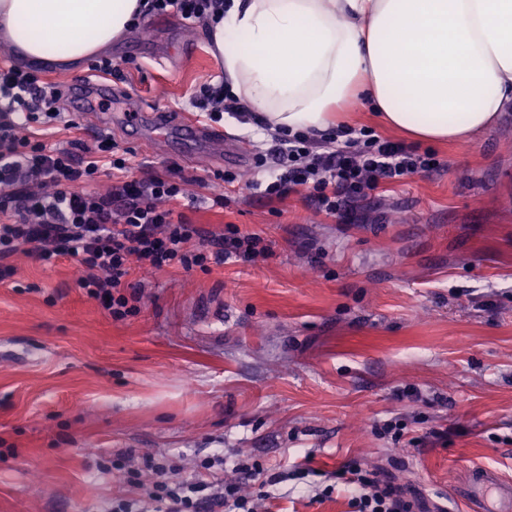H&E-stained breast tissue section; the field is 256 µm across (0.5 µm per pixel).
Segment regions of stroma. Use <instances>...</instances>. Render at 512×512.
Returning a JSON list of instances; mask_svg holds the SVG:
<instances>
[{
  "label": "stroma",
  "mask_w": 512,
  "mask_h": 512,
  "mask_svg": "<svg viewBox=\"0 0 512 512\" xmlns=\"http://www.w3.org/2000/svg\"><path fill=\"white\" fill-rule=\"evenodd\" d=\"M162 63H155L154 54ZM115 103L83 115L139 160L181 166V207L199 227L235 224L270 244L255 263L133 272L145 305L115 321L77 284L75 260L14 255L0 283V512H107L130 496L104 457L172 458L180 476L213 454L252 455L270 472L328 482L358 459L447 512L468 466L512 477V113L467 146L434 144L436 171L371 194L345 218L304 194L248 189L260 127L225 115L239 147L229 207L205 203L199 176L220 169L131 131L123 104L192 113L191 94L224 75L204 23L149 15L107 53ZM416 397L399 399L405 387ZM401 416L400 442L374 428ZM268 512H351L350 494L312 501L295 482Z\"/></svg>",
  "instance_id": "stroma-1"
}]
</instances>
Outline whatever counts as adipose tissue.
I'll return each mask as SVG.
<instances>
[{
    "instance_id": "1",
    "label": "adipose tissue",
    "mask_w": 512,
    "mask_h": 512,
    "mask_svg": "<svg viewBox=\"0 0 512 512\" xmlns=\"http://www.w3.org/2000/svg\"><path fill=\"white\" fill-rule=\"evenodd\" d=\"M143 2L0 0V42L75 64ZM209 36L232 92L273 131H325L361 96L415 141L469 145L512 111V0H229Z\"/></svg>"
}]
</instances>
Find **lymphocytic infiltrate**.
I'll use <instances>...</instances> for the list:
<instances>
[{
	"instance_id": "obj_1",
	"label": "lymphocytic infiltrate",
	"mask_w": 512,
	"mask_h": 512,
	"mask_svg": "<svg viewBox=\"0 0 512 512\" xmlns=\"http://www.w3.org/2000/svg\"><path fill=\"white\" fill-rule=\"evenodd\" d=\"M226 6V0H147L145 12L206 23L220 18ZM60 99L59 86L37 70L0 67V281L14 275L11 259L21 249L45 264L72 258L81 268L80 288L113 320L123 321L143 306L140 290L125 283L132 270L206 272L230 259L252 262L271 255L263 238L237 225L209 235L188 221L179 210L185 182L177 177L178 165L133 179V164L112 144L111 134L89 145L78 139L66 146L55 142L59 130L78 126L60 110ZM192 104L215 123L228 112L250 118L225 83L200 85ZM272 142L268 152L252 157L263 174L254 184L260 196L272 202L302 190L317 213L333 217L346 215L380 187L438 167L433 154L364 127L340 125L317 137L282 132ZM104 172L111 184L101 192L94 184ZM112 467L140 490L137 498L113 501L112 512H259L243 484L266 487L287 479L267 474L244 456L229 463L220 455L204 458L200 473L190 478L177 476L156 455H127ZM338 476L354 512H424L423 501L387 472L352 462Z\"/></svg>"
}]
</instances>
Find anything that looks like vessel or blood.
<instances>
[{"instance_id":"1","label":"vessel or blood","mask_w":512,"mask_h":512,"mask_svg":"<svg viewBox=\"0 0 512 512\" xmlns=\"http://www.w3.org/2000/svg\"><path fill=\"white\" fill-rule=\"evenodd\" d=\"M111 94V85L89 76L84 77L73 87V109L77 112L94 111L97 103ZM152 121L155 131L163 137L176 131L191 140L205 141L215 146L224 142L223 130L186 116L172 122L167 114L157 112L153 114ZM456 495L471 506L472 512H512V479L486 467L467 468Z\"/></svg>"}]
</instances>
